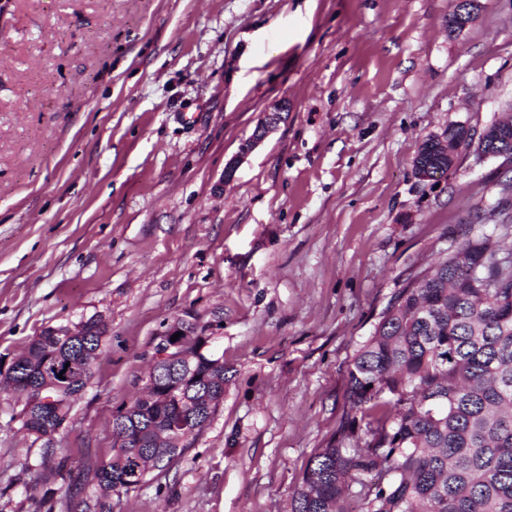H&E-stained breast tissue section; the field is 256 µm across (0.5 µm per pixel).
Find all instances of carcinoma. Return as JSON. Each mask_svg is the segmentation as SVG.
I'll list each match as a JSON object with an SVG mask.
<instances>
[{
    "mask_svg": "<svg viewBox=\"0 0 512 512\" xmlns=\"http://www.w3.org/2000/svg\"><path fill=\"white\" fill-rule=\"evenodd\" d=\"M418 164L448 171V158L428 139ZM88 336L48 328L17 357L22 373H42L57 360L77 364L86 387L101 351L103 327L90 318ZM221 372L199 355L182 368L179 398L146 405L137 448L114 437L112 456L97 471L101 494L81 512H112L108 498L149 473L145 453L183 456L184 448H158L156 440L175 418L188 413L196 391ZM44 391L15 387L29 420L23 427L46 436L69 419L78 388ZM346 398L354 415L337 445L317 448L291 512H347L345 490L360 486L362 512H512V250L491 235L463 242L430 269L409 275L371 335L347 366ZM363 430L364 436L358 435Z\"/></svg>",
    "mask_w": 512,
    "mask_h": 512,
    "instance_id": "cac0c4a2",
    "label": "carcinoma"
}]
</instances>
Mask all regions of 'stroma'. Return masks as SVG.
Returning a JSON list of instances; mask_svg holds the SVG:
<instances>
[{"instance_id":"stroma-1","label":"stroma","mask_w":512,"mask_h":512,"mask_svg":"<svg viewBox=\"0 0 512 512\" xmlns=\"http://www.w3.org/2000/svg\"><path fill=\"white\" fill-rule=\"evenodd\" d=\"M481 3L452 35V0H0V371L45 329L105 326L52 450L0 389V512H79L113 414L192 318L224 402L112 512H291L395 292L501 232L511 161L414 167L512 106V0ZM274 102L287 121L241 155ZM433 149L434 144H432V138L423 142L416 156V161L418 162V164L424 167L430 166L431 168H441L444 173L448 172V157L441 158L437 153H434ZM431 171L432 170L430 168H427V170L425 171H418L417 174L422 178L429 179H434L447 175V173L442 175L440 172L433 174Z\"/></svg>"}]
</instances>
